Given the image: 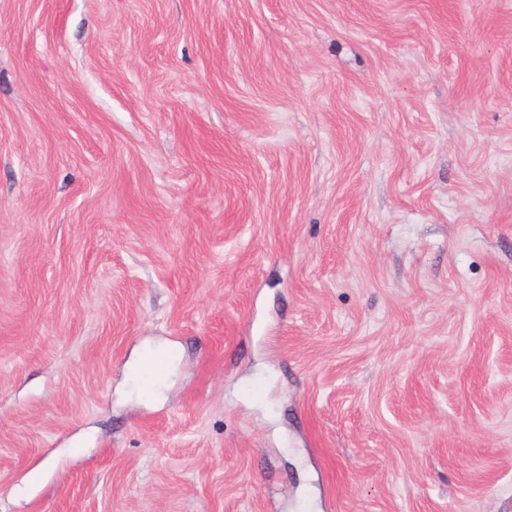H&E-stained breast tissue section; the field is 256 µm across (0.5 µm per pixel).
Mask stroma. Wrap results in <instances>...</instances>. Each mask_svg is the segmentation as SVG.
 I'll use <instances>...</instances> for the list:
<instances>
[{
	"mask_svg": "<svg viewBox=\"0 0 512 512\" xmlns=\"http://www.w3.org/2000/svg\"><path fill=\"white\" fill-rule=\"evenodd\" d=\"M0 512H512V0H0Z\"/></svg>",
	"mask_w": 512,
	"mask_h": 512,
	"instance_id": "obj_1",
	"label": "stroma"
}]
</instances>
